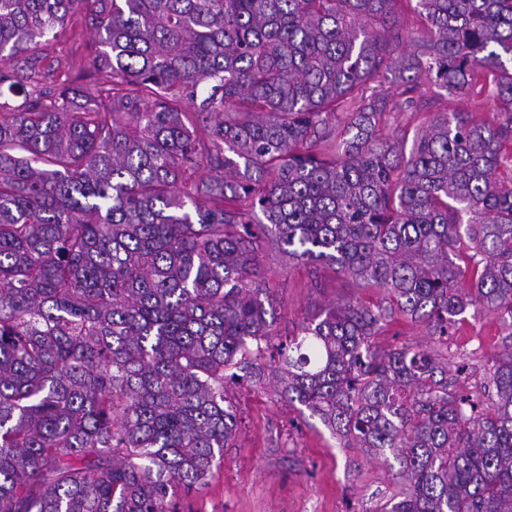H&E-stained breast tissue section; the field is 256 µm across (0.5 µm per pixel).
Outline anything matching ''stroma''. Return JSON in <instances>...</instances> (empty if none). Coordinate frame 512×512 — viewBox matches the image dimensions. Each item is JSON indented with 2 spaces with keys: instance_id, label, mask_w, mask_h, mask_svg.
<instances>
[{
  "instance_id": "35a3bbf8",
  "label": "stroma",
  "mask_w": 512,
  "mask_h": 512,
  "mask_svg": "<svg viewBox=\"0 0 512 512\" xmlns=\"http://www.w3.org/2000/svg\"><path fill=\"white\" fill-rule=\"evenodd\" d=\"M40 63L39 89L55 90L62 63L87 92L107 82V73L92 66L95 36L84 10H76L65 29L46 45ZM482 97L459 98L430 88L418 113L391 116L394 135L415 134L439 112H474ZM260 267L274 292L275 339H286L305 317L330 303L354 298L377 299L378 291L337 274L334 266L309 264L286 255L275 239H267ZM508 330L492 314L466 311L448 336H431L426 324H394L377 337L380 347L413 343L439 356L464 359L469 369L455 384L479 391L487 383L492 359ZM239 417L238 428L207 485L193 490L179 512H388L399 466L345 447L319 416L288 405L271 376L227 389Z\"/></svg>"
}]
</instances>
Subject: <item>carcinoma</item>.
Wrapping results in <instances>:
<instances>
[{"mask_svg":"<svg viewBox=\"0 0 512 512\" xmlns=\"http://www.w3.org/2000/svg\"><path fill=\"white\" fill-rule=\"evenodd\" d=\"M77 2L112 83L28 91ZM4 84L26 105L0 113V512H178L268 358L288 404L392 455L389 512H512V333L480 396L374 342L470 307L512 327V0H0ZM426 84L493 109L408 148L389 117ZM268 231L384 297L274 343Z\"/></svg>","mask_w":512,"mask_h":512,"instance_id":"cac0c4a2","label":"carcinoma"}]
</instances>
